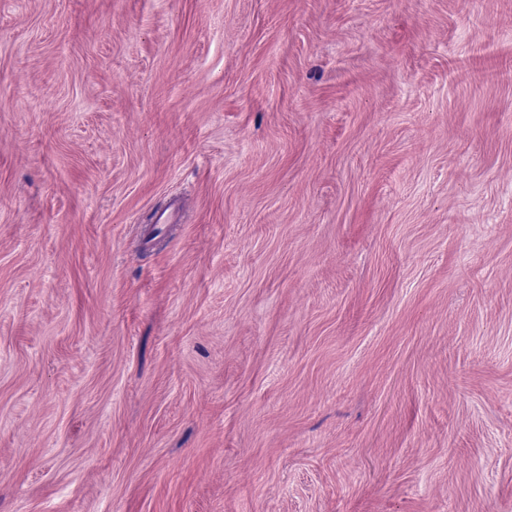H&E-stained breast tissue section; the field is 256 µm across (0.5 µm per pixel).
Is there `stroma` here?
Instances as JSON below:
<instances>
[{"label": "stroma", "instance_id": "stroma-1", "mask_svg": "<svg viewBox=\"0 0 512 512\" xmlns=\"http://www.w3.org/2000/svg\"><path fill=\"white\" fill-rule=\"evenodd\" d=\"M0 512H512V0H0Z\"/></svg>", "mask_w": 512, "mask_h": 512}]
</instances>
